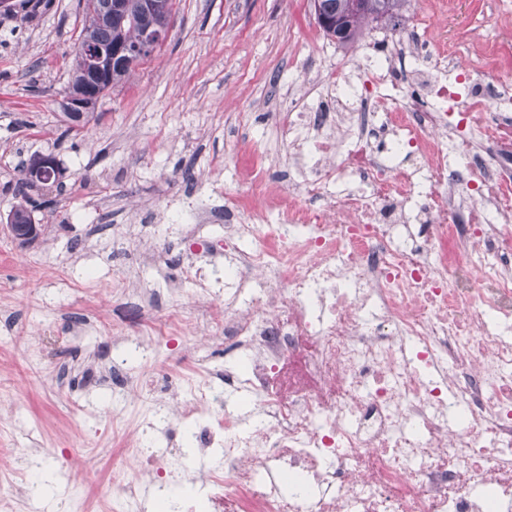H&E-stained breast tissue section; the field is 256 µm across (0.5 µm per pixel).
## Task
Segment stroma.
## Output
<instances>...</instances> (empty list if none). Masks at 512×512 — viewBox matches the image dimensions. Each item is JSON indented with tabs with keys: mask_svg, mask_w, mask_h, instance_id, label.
<instances>
[{
	"mask_svg": "<svg viewBox=\"0 0 512 512\" xmlns=\"http://www.w3.org/2000/svg\"><path fill=\"white\" fill-rule=\"evenodd\" d=\"M0 15V489L20 472L48 476L57 494L13 498L11 512H94L112 501L113 431L133 423L112 408L99 378L112 366L114 324L146 323L113 286L138 281L172 310L193 306L194 286L170 294L165 273L219 256L172 233L165 210L242 190L258 154L286 158L269 112L288 107L300 46L319 33L311 0H176L166 41L129 82L104 92L81 134L65 133L61 103L81 28L78 0H50L27 19V0ZM455 51L512 28V0H473ZM64 170L53 204L33 210L45 228L16 240L7 226L15 184L38 155Z\"/></svg>",
	"mask_w": 512,
	"mask_h": 512,
	"instance_id": "stroma-1",
	"label": "stroma"
}]
</instances>
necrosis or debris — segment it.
<instances>
[{
	"mask_svg": "<svg viewBox=\"0 0 512 512\" xmlns=\"http://www.w3.org/2000/svg\"><path fill=\"white\" fill-rule=\"evenodd\" d=\"M425 27L376 31L342 60L310 36L315 92L270 118L288 168L256 165L223 209L197 204L177 232L215 221L224 317L131 329L124 356L164 357L200 324L234 363L205 384L112 370L165 452L112 471L113 512H142L184 473L185 423L207 473V512H512V87L487 94Z\"/></svg>",
	"mask_w": 512,
	"mask_h": 512,
	"instance_id": "obj_1",
	"label": "necrosis or debris"
}]
</instances>
